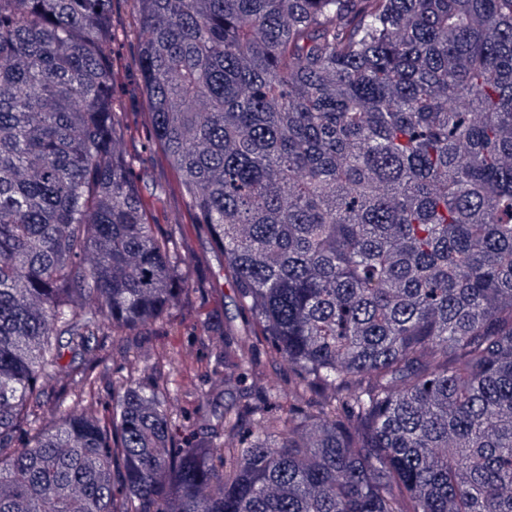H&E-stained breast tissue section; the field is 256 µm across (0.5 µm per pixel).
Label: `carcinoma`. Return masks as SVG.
I'll list each match as a JSON object with an SVG mask.
<instances>
[{
	"label": "carcinoma",
	"mask_w": 512,
	"mask_h": 512,
	"mask_svg": "<svg viewBox=\"0 0 512 512\" xmlns=\"http://www.w3.org/2000/svg\"><path fill=\"white\" fill-rule=\"evenodd\" d=\"M112 2L0 0V512H512V0H126L145 112ZM135 141L244 327L153 349L103 417L64 349L156 323L195 262ZM114 54L120 57L123 64L118 74V86L123 93V105L129 112H145L144 101L138 89V76L135 68L137 55L136 43L129 37L120 36L112 45ZM129 70H125L124 66ZM137 189L141 196L149 200L161 189L174 185V176L159 160L152 164L140 165L137 169ZM185 206L186 201L177 190L168 191L166 195V206L164 210L159 212V229L161 231H170L172 225L174 227V224L172 223L173 218L178 213L182 212L185 209ZM180 402L183 412L177 419L178 424L184 435L196 440L201 436L202 415L205 411L215 406H224V387L200 384L193 394H182Z\"/></svg>",
	"instance_id": "obj_1"
}]
</instances>
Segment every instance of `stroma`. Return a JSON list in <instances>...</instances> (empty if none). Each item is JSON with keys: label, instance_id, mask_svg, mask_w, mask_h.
<instances>
[{"label": "stroma", "instance_id": "35a3bbf8", "mask_svg": "<svg viewBox=\"0 0 512 512\" xmlns=\"http://www.w3.org/2000/svg\"><path fill=\"white\" fill-rule=\"evenodd\" d=\"M113 49L123 64L118 74V86L123 93L124 108L130 112L144 111V101L138 89V76L134 68L136 44L132 39L122 37ZM137 175V189L144 199H151L159 191L166 194V206L159 213L160 230H175L182 248L197 255L200 262L191 272L194 289L182 296L179 308L169 316L117 343L111 337H100L96 350L74 358L66 380L68 386L79 383L80 371L85 367H94L106 375L107 381L101 388L100 405L104 413L112 407L113 384L121 382L126 375V358L158 346L199 353L204 347L206 331H220L227 326L237 328L242 324L232 289L213 285L215 277L224 272L223 254L213 251L206 237L199 234L192 225L177 228L172 225L174 217L184 210L186 201L178 191L173 190L174 176L171 171L164 163L156 161L140 166ZM180 402L182 413L178 417V424L184 435L195 440L201 434L205 411L223 406L224 389L203 383L193 394L181 397Z\"/></svg>", "mask_w": 512, "mask_h": 512}]
</instances>
